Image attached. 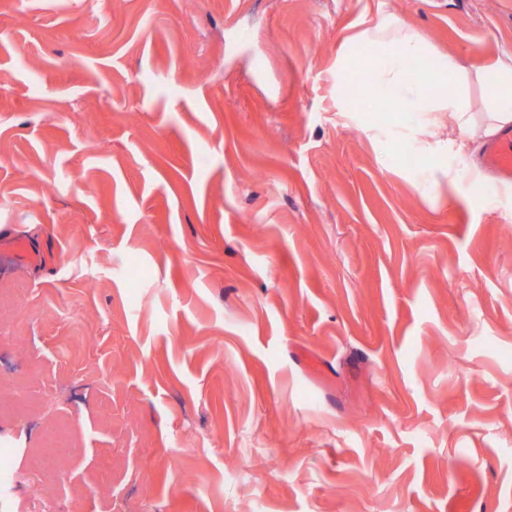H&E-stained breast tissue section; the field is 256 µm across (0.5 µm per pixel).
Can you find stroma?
Masks as SVG:
<instances>
[{
	"label": "stroma",
	"mask_w": 512,
	"mask_h": 512,
	"mask_svg": "<svg viewBox=\"0 0 512 512\" xmlns=\"http://www.w3.org/2000/svg\"><path fill=\"white\" fill-rule=\"evenodd\" d=\"M388 14L512 54V0H0V512H512V201L339 99Z\"/></svg>",
	"instance_id": "1"
}]
</instances>
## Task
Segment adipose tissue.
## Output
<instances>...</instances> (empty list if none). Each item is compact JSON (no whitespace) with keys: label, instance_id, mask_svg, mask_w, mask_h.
Returning a JSON list of instances; mask_svg holds the SVG:
<instances>
[{"label":"adipose tissue","instance_id":"obj_1","mask_svg":"<svg viewBox=\"0 0 512 512\" xmlns=\"http://www.w3.org/2000/svg\"><path fill=\"white\" fill-rule=\"evenodd\" d=\"M447 55L433 50L412 24L390 16L349 37L336 59V79L348 87L352 73L365 75L366 94L390 101L393 112L425 116L423 135L415 139L418 154L437 157L450 153L468 163L473 180H485L484 171L472 161L474 138L497 139L512 126V57L477 71L491 105L486 119L476 122L468 100V74L449 76ZM454 115L444 125L440 112Z\"/></svg>","mask_w":512,"mask_h":512}]
</instances>
